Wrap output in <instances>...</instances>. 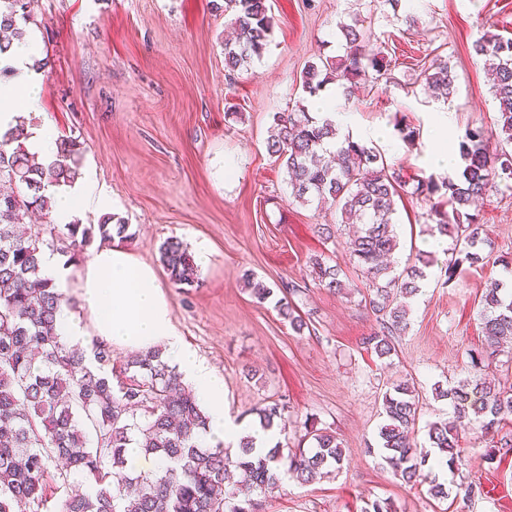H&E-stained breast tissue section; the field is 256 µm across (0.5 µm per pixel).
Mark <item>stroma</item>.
Wrapping results in <instances>:
<instances>
[{"mask_svg":"<svg viewBox=\"0 0 512 512\" xmlns=\"http://www.w3.org/2000/svg\"><path fill=\"white\" fill-rule=\"evenodd\" d=\"M224 0H38L39 24L30 40L41 63L40 119L58 138L84 148L83 180L92 182L110 211L130 226L123 247L151 266L169 301L185 344L224 382V411L242 428L260 425L258 411L278 400L288 407L286 427H273L282 448H307L308 429L336 435L344 451L339 473L303 484L282 477L256 495L257 512H363L388 502L390 512H512V415L497 437L466 433L469 461L458 470L433 467L440 481L481 485V494L453 505L434 500L426 486L394 479L371 449L384 420L382 395L413 383L420 418L415 435L428 442V425L447 419L448 401L434 390L467 376L469 350L482 349L481 296L488 278L512 282V192H493L472 211L484 225L492 262L445 274L451 238H440L429 204L402 194L397 203L396 270L423 256L428 265L409 299L410 326L396 352L378 358L364 336L377 327L364 298L369 283L347 248L349 227L332 209L302 205L266 148L273 116L302 96L308 65L343 55L340 24L360 23L390 66L360 83L354 97L337 96V111L361 128L379 129L374 147L405 180L447 178L431 156L436 123L447 114L446 136L458 147L466 128H493L497 109L484 60L473 50L492 17L496 34L512 38V0H267L275 27L261 58L228 74L224 67ZM448 62L455 92L441 99L424 88L422 72L434 59ZM418 131L403 140L400 122ZM333 225L335 236L318 233ZM190 255L206 245L198 283L181 288L169 279L159 247L168 238ZM442 239V249L432 248ZM340 268L343 293L325 288L314 262ZM263 282L273 299L258 302L247 278ZM294 282L296 331L276 305Z\"/></svg>","mask_w":512,"mask_h":512,"instance_id":"stroma-1","label":"stroma"}]
</instances>
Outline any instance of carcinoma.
Returning a JSON list of instances; mask_svg holds the SVG:
<instances>
[{
    "label": "carcinoma",
    "instance_id": "obj_1",
    "mask_svg": "<svg viewBox=\"0 0 512 512\" xmlns=\"http://www.w3.org/2000/svg\"><path fill=\"white\" fill-rule=\"evenodd\" d=\"M37 0H0V28L11 32L0 39V56L23 40L26 24H37ZM232 13L234 40L224 45V63L234 72L261 57L274 29L266 0H224ZM345 54L320 59L305 69L303 92L315 97L335 83L344 97L351 96L357 79L373 71L380 76L389 61L373 46L362 29L341 27ZM488 59L491 92L498 107L497 128H468L459 144L464 161L460 176L441 182L433 177L417 180L412 194L431 202L440 234L454 238L447 279L463 264L486 263L481 254L482 227L469 207L492 187L512 191V39L484 35L474 44ZM429 88L447 97L455 78L448 61L439 60L423 72ZM338 138L328 118L310 115L305 106L274 114L267 150L288 177L293 199L301 204L318 201L340 211L346 220L363 221L362 231L348 242L351 257L372 283L366 299L378 327L363 339L378 357L396 351L395 339L409 326L406 299L419 291L421 267L414 264L393 274L389 258L398 247L393 222L396 197L406 182L382 163L375 149L350 137L336 158L322 154L323 144ZM25 124L3 136L15 144L0 148V512L23 505L43 512L47 484L70 473H86L97 489L66 488L63 512H251L253 495L278 486L281 474L301 483L341 469L343 448L336 436L318 429L308 432L314 446L283 454L273 448L255 454L253 438L239 440L231 456L223 443L211 447L200 442L209 416L181 373L165 359L163 348L153 347L110 367L112 351L94 340L86 350L70 346L58 333V316L65 295L41 275V258L52 247L45 238L55 228L31 226L18 233L34 210L49 215L54 192L70 187L80 175L83 153L73 140L58 142L55 158L35 160L24 145ZM71 242L73 262L94 237L123 242L133 237L129 225L105 214L99 224L63 225ZM169 279L177 286H193L197 271L191 255L177 239L160 246ZM318 278L326 288H344L339 270L316 262ZM480 320L487 348L496 352L512 338V290L493 279L481 297ZM450 400L454 419L428 426L434 451L418 447L413 436L419 400L406 382L384 395L385 420L378 432L377 450L393 476L406 485L429 482L436 500L451 496L450 488L427 480L423 468L429 458L455 468L465 460L462 432L479 429L488 434L512 414V387L501 388L481 379H468L450 390H435ZM285 405L272 401L260 410V424L268 430L282 418ZM139 448L167 462L160 473L124 471L127 449Z\"/></svg>",
    "mask_w": 512,
    "mask_h": 512
}]
</instances>
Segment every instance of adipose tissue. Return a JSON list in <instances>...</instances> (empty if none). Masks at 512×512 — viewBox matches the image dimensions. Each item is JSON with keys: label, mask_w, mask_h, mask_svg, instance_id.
Here are the masks:
<instances>
[{"label": "adipose tissue", "mask_w": 512, "mask_h": 512, "mask_svg": "<svg viewBox=\"0 0 512 512\" xmlns=\"http://www.w3.org/2000/svg\"><path fill=\"white\" fill-rule=\"evenodd\" d=\"M11 66L12 81L0 83V135L18 122L8 110L15 88H23L28 106H35L40 76L30 67V50L13 46L0 57V67ZM83 308L93 317L98 339L135 350L162 346L170 364L177 367L209 414L206 442L226 440L235 429L224 415V383L197 355L185 346L174 326L169 302L155 271L118 247L98 249L87 262L80 279Z\"/></svg>", "instance_id": "1"}]
</instances>
